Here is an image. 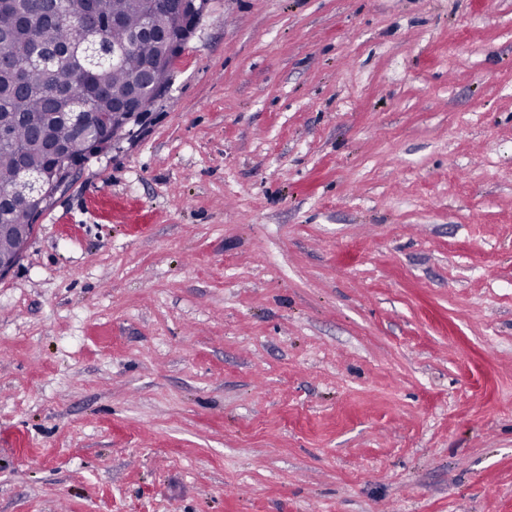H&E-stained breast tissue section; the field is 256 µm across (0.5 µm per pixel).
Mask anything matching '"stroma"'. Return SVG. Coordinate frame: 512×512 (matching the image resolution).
Here are the masks:
<instances>
[{
	"label": "stroma",
	"instance_id": "1",
	"mask_svg": "<svg viewBox=\"0 0 512 512\" xmlns=\"http://www.w3.org/2000/svg\"><path fill=\"white\" fill-rule=\"evenodd\" d=\"M0 512H512V0H211L0 279Z\"/></svg>",
	"mask_w": 512,
	"mask_h": 512
}]
</instances>
